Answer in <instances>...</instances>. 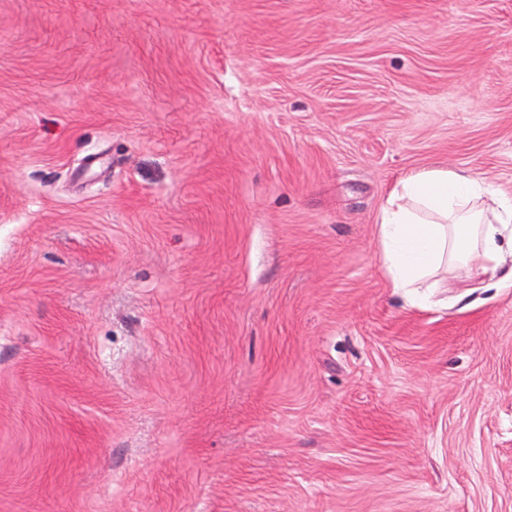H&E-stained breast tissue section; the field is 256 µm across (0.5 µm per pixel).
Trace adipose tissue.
<instances>
[{"label": "adipose tissue", "mask_w": 512, "mask_h": 512, "mask_svg": "<svg viewBox=\"0 0 512 512\" xmlns=\"http://www.w3.org/2000/svg\"><path fill=\"white\" fill-rule=\"evenodd\" d=\"M391 288L430 297L448 266H479L481 288H512V197L468 168L430 169L400 180L378 212Z\"/></svg>", "instance_id": "ef3b65f1"}]
</instances>
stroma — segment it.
I'll list each match as a JSON object with an SVG mask.
<instances>
[{
  "label": "stroma",
  "instance_id": "stroma-1",
  "mask_svg": "<svg viewBox=\"0 0 512 512\" xmlns=\"http://www.w3.org/2000/svg\"><path fill=\"white\" fill-rule=\"evenodd\" d=\"M430 167L512 194V0H0V512H512V288L384 273Z\"/></svg>",
  "mask_w": 512,
  "mask_h": 512
}]
</instances>
